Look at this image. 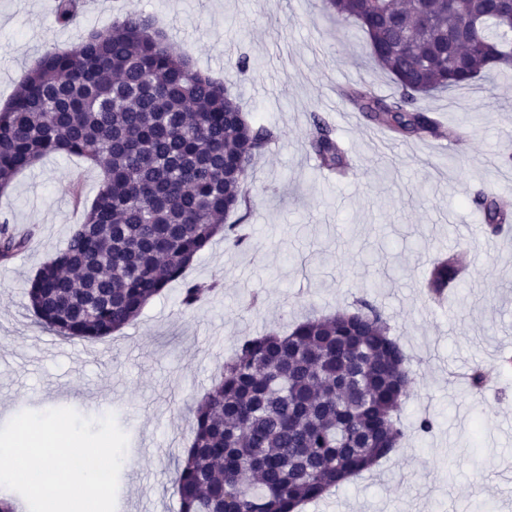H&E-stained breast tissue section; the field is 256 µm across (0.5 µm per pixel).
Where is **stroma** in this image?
<instances>
[{
    "label": "stroma",
    "instance_id": "obj_1",
    "mask_svg": "<svg viewBox=\"0 0 512 512\" xmlns=\"http://www.w3.org/2000/svg\"><path fill=\"white\" fill-rule=\"evenodd\" d=\"M56 0H0V102L8 100L45 48H64L84 29H105L125 11L153 16L194 64L239 90L245 112L277 136L250 181L249 247L215 238L186 273L217 283L192 310L180 284L139 317L95 344L65 340L40 325L26 287L62 248L81 212L68 193L92 202L101 170L77 156H48L0 193V216L34 229L28 248L0 263V426L25 411L70 407L89 418L114 414L128 436L116 512H179L172 493L191 442L190 410L245 339L286 331L359 297L385 313L415 383L402 405L399 448L300 512H474L490 501L512 512V369L481 397L448 382L451 369L512 357V231L472 239L482 214L476 191L512 199V77L479 79L421 98L459 130L452 153L428 140L371 137L377 126L342 99L368 84L395 91L353 25L334 22L321 0H104L76 27L54 23ZM251 69L237 74L238 56ZM321 113L356 166L352 178L320 169L308 146L311 112ZM458 253L462 288L437 307L422 291L431 260ZM433 416L427 436L416 420Z\"/></svg>",
    "mask_w": 512,
    "mask_h": 512
}]
</instances>
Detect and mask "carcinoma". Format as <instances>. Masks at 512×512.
Masks as SVG:
<instances>
[{"label":"carcinoma","instance_id":"cac0c4a2","mask_svg":"<svg viewBox=\"0 0 512 512\" xmlns=\"http://www.w3.org/2000/svg\"><path fill=\"white\" fill-rule=\"evenodd\" d=\"M324 4L336 21L354 20L396 87L390 98L365 86L347 98L399 137L436 133L420 96L512 72V30L485 0H454L451 11L448 0ZM79 16L77 0H58L57 24ZM471 22L481 30L478 48L450 49L448 36ZM311 127L319 165L349 175L347 152L315 112ZM275 137L141 12L87 31L77 51L45 50L0 107V192L50 155L83 157L103 179L81 223L26 289L38 322L66 340L101 341L184 279L217 235L249 246L244 225L220 219L250 210L253 163ZM471 203L492 235L512 223V205L497 195L478 191ZM29 241L0 218V262ZM460 285L454 254L432 261L429 296ZM205 294L187 282L181 305L191 308ZM487 374L472 367L473 393ZM412 385L385 314L365 297L286 334L244 340L191 409L193 438L173 482L179 512H298L398 447V412Z\"/></svg>","mask_w":512,"mask_h":512}]
</instances>
